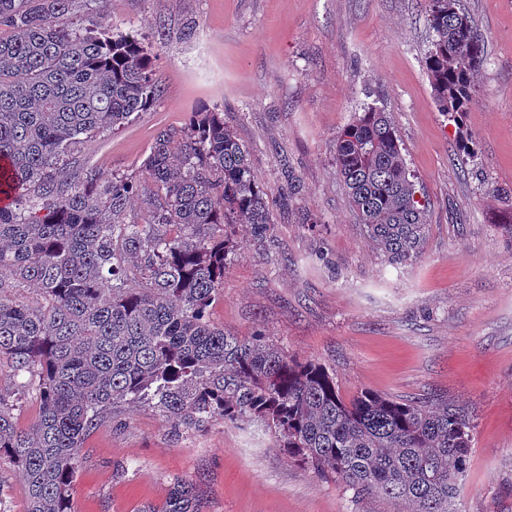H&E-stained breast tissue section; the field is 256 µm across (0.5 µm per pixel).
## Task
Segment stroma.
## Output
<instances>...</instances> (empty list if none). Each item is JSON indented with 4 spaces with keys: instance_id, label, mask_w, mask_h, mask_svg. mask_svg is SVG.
I'll return each mask as SVG.
<instances>
[{
    "instance_id": "obj_1",
    "label": "stroma",
    "mask_w": 512,
    "mask_h": 512,
    "mask_svg": "<svg viewBox=\"0 0 512 512\" xmlns=\"http://www.w3.org/2000/svg\"><path fill=\"white\" fill-rule=\"evenodd\" d=\"M486 48L464 117L472 157L438 110L423 0H76L70 20L148 38L161 93L69 155V172L139 173L156 133L220 106L267 193L273 242L239 230L211 319L324 366L344 399L438 398L473 425L459 512H512V0H461ZM389 112L429 232L396 268L363 235L334 161L337 133ZM319 225L306 223V215ZM203 512H391L289 458L257 424L175 428L148 402L85 442L76 512L161 507L174 477Z\"/></svg>"
}]
</instances>
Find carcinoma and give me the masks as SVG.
Instances as JSON below:
<instances>
[{
	"instance_id": "cac0c4a2",
	"label": "carcinoma",
	"mask_w": 512,
	"mask_h": 512,
	"mask_svg": "<svg viewBox=\"0 0 512 512\" xmlns=\"http://www.w3.org/2000/svg\"><path fill=\"white\" fill-rule=\"evenodd\" d=\"M74 0H0V360L35 392L39 413L18 431L0 395V463L26 484V512H74L84 444L122 403L157 400L174 426L256 422L288 457L356 496L400 512H458L471 426L444 401L373 391L345 400L323 366L261 333L239 337L210 318L236 228L273 226L250 153L215 106L163 129L144 176H70L65 158L125 126L160 88L143 43L108 26L79 29ZM432 41L425 68L440 110L463 127L485 60L460 0H424ZM336 168L375 249L393 265L426 239L389 113L368 105L336 136ZM139 200L142 214L128 208ZM30 290L28 301L16 298ZM202 512L195 486L174 479L159 509Z\"/></svg>"
}]
</instances>
